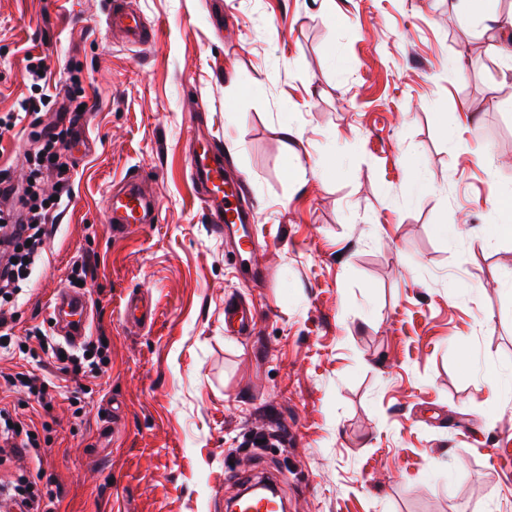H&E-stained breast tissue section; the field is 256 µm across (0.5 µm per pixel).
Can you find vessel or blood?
<instances>
[{
  "instance_id": "vessel-or-blood-1",
  "label": "vessel or blood",
  "mask_w": 512,
  "mask_h": 512,
  "mask_svg": "<svg viewBox=\"0 0 512 512\" xmlns=\"http://www.w3.org/2000/svg\"><path fill=\"white\" fill-rule=\"evenodd\" d=\"M108 19L113 27L126 35L130 43H146L153 37L144 17L126 7L123 0H115ZM189 167L213 230L218 235L234 239L235 258L252 252L253 243L244 229L251 220V214L244 204L243 181L226 175L222 152L212 138H205L193 150L189 156ZM157 211L158 203L147 189V179L138 172L116 182L105 207L106 221L116 230L155 223ZM54 306L58 310L56 330L71 344H78L85 337L89 325L87 296L63 289L56 294ZM252 326V317L242 308L235 305L225 308V331L239 335L249 332Z\"/></svg>"
}]
</instances>
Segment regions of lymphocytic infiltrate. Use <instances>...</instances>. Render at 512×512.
I'll use <instances>...</instances> for the list:
<instances>
[{
    "label": "lymphocytic infiltrate",
    "mask_w": 512,
    "mask_h": 512,
    "mask_svg": "<svg viewBox=\"0 0 512 512\" xmlns=\"http://www.w3.org/2000/svg\"><path fill=\"white\" fill-rule=\"evenodd\" d=\"M76 94H69L58 118L42 130L39 145L29 153L31 181L17 184L0 177V295L10 296L20 288L25 275L46 254L54 221L72 197L68 170L72 145V123L82 110ZM54 181L53 195L40 189L42 178ZM34 423L17 422L0 407V446L8 448L18 461L40 459L41 443Z\"/></svg>",
    "instance_id": "lymphocytic-infiltrate-1"
}]
</instances>
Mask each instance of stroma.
Returning <instances> with one entry per match:
<instances>
[{
    "label": "stroma",
    "mask_w": 512,
    "mask_h": 512,
    "mask_svg": "<svg viewBox=\"0 0 512 512\" xmlns=\"http://www.w3.org/2000/svg\"><path fill=\"white\" fill-rule=\"evenodd\" d=\"M130 2L150 44L109 28L112 0H0V117H19L0 171L22 178L40 131L20 112L27 55L47 94L79 75L90 109L0 354L53 396L36 411L0 390L40 428L23 473L50 512H225L257 478L288 512H512V210L494 202L512 188V31L458 23L448 0ZM196 132L247 178L265 283L206 220ZM136 170L158 220L113 232L106 199ZM87 257L109 361L65 381L41 340L62 343L53 298ZM132 292L155 308L135 331ZM230 300L252 335L225 332Z\"/></svg>",
    "instance_id": "obj_1"
}]
</instances>
